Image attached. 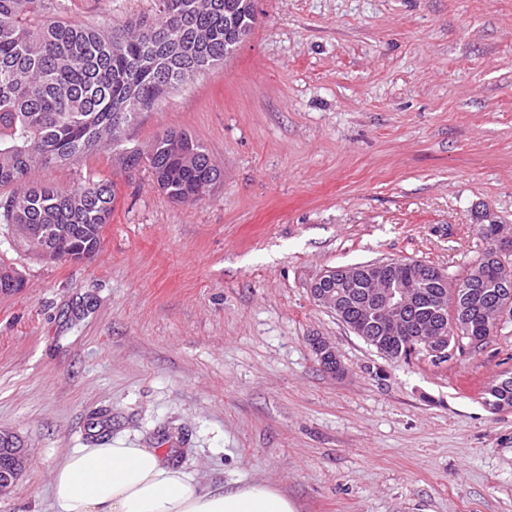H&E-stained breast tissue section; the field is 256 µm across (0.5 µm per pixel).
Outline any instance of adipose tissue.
Instances as JSON below:
<instances>
[{
    "label": "adipose tissue",
    "instance_id": "obj_1",
    "mask_svg": "<svg viewBox=\"0 0 512 512\" xmlns=\"http://www.w3.org/2000/svg\"><path fill=\"white\" fill-rule=\"evenodd\" d=\"M50 492L53 512H297L270 485L205 486L155 449L122 442L73 450L55 468Z\"/></svg>",
    "mask_w": 512,
    "mask_h": 512
}]
</instances>
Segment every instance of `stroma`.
<instances>
[{"instance_id": "stroma-1", "label": "stroma", "mask_w": 512, "mask_h": 512, "mask_svg": "<svg viewBox=\"0 0 512 512\" xmlns=\"http://www.w3.org/2000/svg\"><path fill=\"white\" fill-rule=\"evenodd\" d=\"M68 17L153 18V0H66ZM235 53L128 127L204 145L193 203L112 147L39 170L116 185L85 263L0 224V426L29 465L0 512H52L77 448L160 449L203 485L262 481L297 512H512V315L448 361L388 359L318 305L330 267L419 260L464 275L479 225L512 227V0H254ZM329 340L331 374L310 347Z\"/></svg>"}]
</instances>
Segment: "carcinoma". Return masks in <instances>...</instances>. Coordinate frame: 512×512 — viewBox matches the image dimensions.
Listing matches in <instances>:
<instances>
[{"label":"carcinoma","mask_w":512,"mask_h":512,"mask_svg":"<svg viewBox=\"0 0 512 512\" xmlns=\"http://www.w3.org/2000/svg\"><path fill=\"white\" fill-rule=\"evenodd\" d=\"M156 23H76L64 0H0V221L25 242L56 256L80 251L110 223L115 186L85 182L70 188L37 183L36 171L72 165L114 143L116 119L132 125L171 90L224 62L255 24L253 0H154ZM127 170L143 168L175 202H195L199 188L221 171L207 149L189 134L167 130L143 150L131 152ZM506 256L498 254L471 270L476 281L469 311L455 315L459 301L424 270L376 266L356 276L345 320L394 358L412 354L406 337L368 323L362 290L374 279L396 287L420 280L419 303L409 327L441 319L433 308L444 297L448 341L478 347L495 328L494 311L483 303ZM497 407H512V381L487 389Z\"/></svg>","instance_id":"obj_1"}]
</instances>
